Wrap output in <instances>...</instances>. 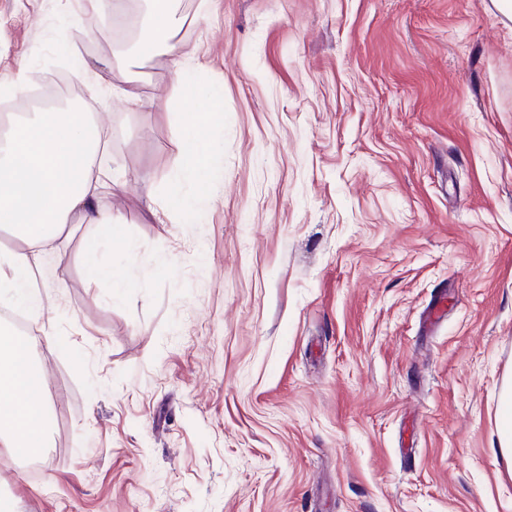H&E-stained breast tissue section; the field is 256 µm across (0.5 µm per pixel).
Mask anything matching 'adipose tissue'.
<instances>
[{
	"instance_id": "ef3b65f1",
	"label": "adipose tissue",
	"mask_w": 512,
	"mask_h": 512,
	"mask_svg": "<svg viewBox=\"0 0 512 512\" xmlns=\"http://www.w3.org/2000/svg\"><path fill=\"white\" fill-rule=\"evenodd\" d=\"M177 24L171 0H151L146 36L132 48L136 59L159 51L171 58L183 96L197 105L181 129L182 180L169 187L171 201L191 208L183 180L210 200L207 190L220 158L212 117L223 108V93L200 88L190 74V60L172 42ZM9 130L0 142V229L23 244L0 251V303L39 315L42 299L36 274L45 256L58 249L70 218L87 224L98 239H111L120 224L101 208V190H124L122 174L104 162L107 140L97 117L87 112H24L8 116ZM34 340L0 329V446L19 457L46 447L50 425L47 386L33 355Z\"/></svg>"
}]
</instances>
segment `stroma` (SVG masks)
<instances>
[{"label": "stroma", "instance_id": "stroma-1", "mask_svg": "<svg viewBox=\"0 0 512 512\" xmlns=\"http://www.w3.org/2000/svg\"><path fill=\"white\" fill-rule=\"evenodd\" d=\"M0 0L18 64L73 82L127 174L90 283L49 258L33 329L52 403L17 512H512L495 449L512 377V21L497 0H175L222 89L216 196L150 215L182 166L168 55L128 57L148 0ZM134 93L127 104L118 88ZM138 260L130 262L128 251Z\"/></svg>", "mask_w": 512, "mask_h": 512}]
</instances>
